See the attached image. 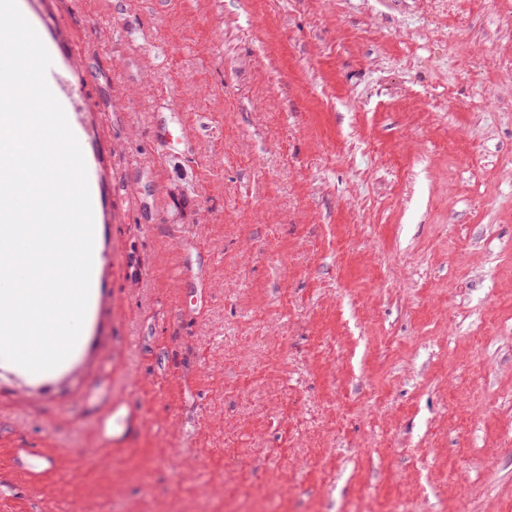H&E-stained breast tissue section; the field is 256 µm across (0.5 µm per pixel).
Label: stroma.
<instances>
[{"label":"stroma","instance_id":"1","mask_svg":"<svg viewBox=\"0 0 512 512\" xmlns=\"http://www.w3.org/2000/svg\"><path fill=\"white\" fill-rule=\"evenodd\" d=\"M24 3L101 220L81 352L0 379L32 512H512V0ZM123 406L126 407L127 413L123 420L122 431L114 433L112 416ZM144 428L145 419L141 413L129 409L121 402L112 404V395L107 392L101 395L100 408L95 421V431L105 446L112 448V443H121L132 434L141 432ZM57 467L51 455L33 451L24 440H16L10 453V468L23 478L27 490L42 489Z\"/></svg>","mask_w":512,"mask_h":512}]
</instances>
